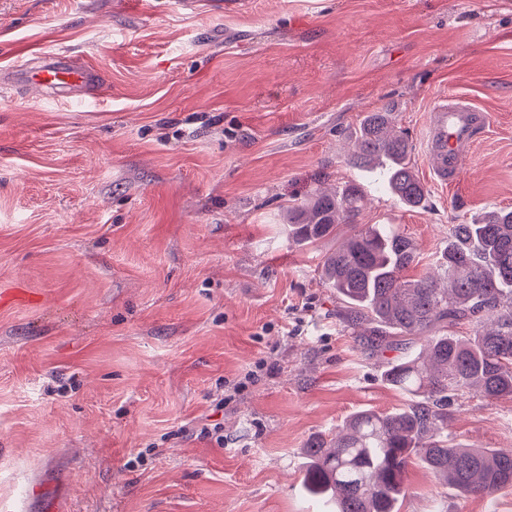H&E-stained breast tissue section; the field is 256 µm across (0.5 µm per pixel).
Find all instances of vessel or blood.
I'll use <instances>...</instances> for the list:
<instances>
[{
	"instance_id": "obj_1",
	"label": "vessel or blood",
	"mask_w": 512,
	"mask_h": 512,
	"mask_svg": "<svg viewBox=\"0 0 512 512\" xmlns=\"http://www.w3.org/2000/svg\"><path fill=\"white\" fill-rule=\"evenodd\" d=\"M100 74L91 66L65 53L55 54L46 63L21 67L17 84L56 89L69 94L96 90ZM490 116L459 95H443L428 112L424 150L432 180L443 187L455 185L463 173V161L482 138Z\"/></svg>"
}]
</instances>
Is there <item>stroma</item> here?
Instances as JSON below:
<instances>
[{
	"mask_svg": "<svg viewBox=\"0 0 512 512\" xmlns=\"http://www.w3.org/2000/svg\"><path fill=\"white\" fill-rule=\"evenodd\" d=\"M64 51L91 97L0 84V512H329L305 443L408 397L336 319L288 205L362 186L363 224L413 239L512 209V0H0V74ZM490 113L461 181L423 139L440 95ZM392 108L423 206L351 166ZM474 448H512V400L448 409ZM400 512H512L411 464Z\"/></svg>",
	"mask_w": 512,
	"mask_h": 512,
	"instance_id": "obj_1",
	"label": "stroma"
}]
</instances>
